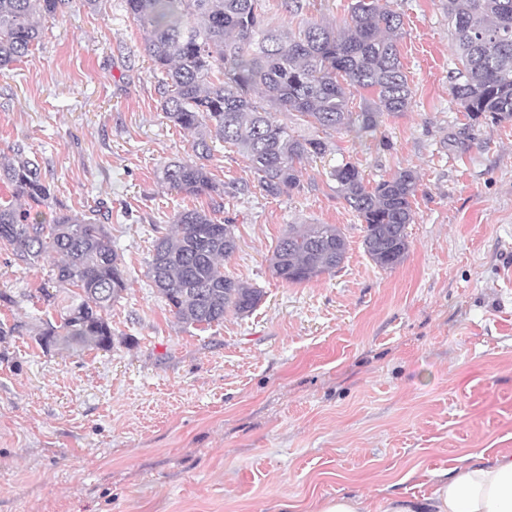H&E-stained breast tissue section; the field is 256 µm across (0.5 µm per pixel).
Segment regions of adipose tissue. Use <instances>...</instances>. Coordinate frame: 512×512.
<instances>
[{
	"instance_id": "1",
	"label": "adipose tissue",
	"mask_w": 512,
	"mask_h": 512,
	"mask_svg": "<svg viewBox=\"0 0 512 512\" xmlns=\"http://www.w3.org/2000/svg\"><path fill=\"white\" fill-rule=\"evenodd\" d=\"M427 485L412 501L341 495L325 499L319 512H512V450L467 454L452 470L429 472Z\"/></svg>"
}]
</instances>
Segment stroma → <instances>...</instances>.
<instances>
[{"instance_id": "stroma-1", "label": "stroma", "mask_w": 512, "mask_h": 512, "mask_svg": "<svg viewBox=\"0 0 512 512\" xmlns=\"http://www.w3.org/2000/svg\"><path fill=\"white\" fill-rule=\"evenodd\" d=\"M403 18L408 111L375 136L332 133L303 188L273 197L247 158L218 147L223 199L159 180L193 134L164 116L153 63L124 0H70L40 18L31 57L0 71V154L43 164L55 206L104 204L128 289L108 313L111 351L43 352L56 257L15 265L0 245V512H314L336 495L410 498L425 471L474 448L512 449V120L472 123L453 99L458 61L443 0H392ZM366 181L418 176L409 250L392 270L364 251V226L329 171ZM198 209L234 227L226 273L261 288L247 316L177 324L147 277L157 235ZM291 224H334L348 252L332 275L295 285L269 259Z\"/></svg>"}]
</instances>
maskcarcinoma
Instances as JSON below:
<instances>
[{
	"label": "carcinoma",
	"instance_id": "carcinoma-1",
	"mask_svg": "<svg viewBox=\"0 0 512 512\" xmlns=\"http://www.w3.org/2000/svg\"><path fill=\"white\" fill-rule=\"evenodd\" d=\"M69 0H0V70L28 57L42 38L36 17L55 16ZM448 27L459 67L449 90L469 119L512 120V0H447ZM142 32L157 78L160 107L174 126L195 134L192 154L165 166L161 180L187 195L224 196L208 169L214 142L241 151L270 196L301 189L303 163L323 156L328 143L302 135L275 118L273 108L295 113L313 129L362 138L385 114L409 109L413 91L400 61L401 15L379 0H354L340 29L308 19L296 31L265 24L263 0H125ZM217 80H212L214 74ZM369 99L350 107L353 92ZM337 194L365 224L363 246L383 270L400 265L409 249L406 227L417 176L400 169L371 187L358 167L341 162L330 171ZM0 244L14 261L33 267L55 253L56 280L75 289L56 323L35 333L44 351H109L114 334L107 314L128 288L120 255L112 249L102 209H55L54 185L41 164L18 143L0 156ZM177 231L155 240L148 277L176 322L208 328L232 312L247 316L262 290L224 273L237 250L232 224L205 211L178 213ZM348 241L334 224H290L272 257V274L304 284L332 273L346 258Z\"/></svg>",
	"mask_w": 512,
	"mask_h": 512
}]
</instances>
